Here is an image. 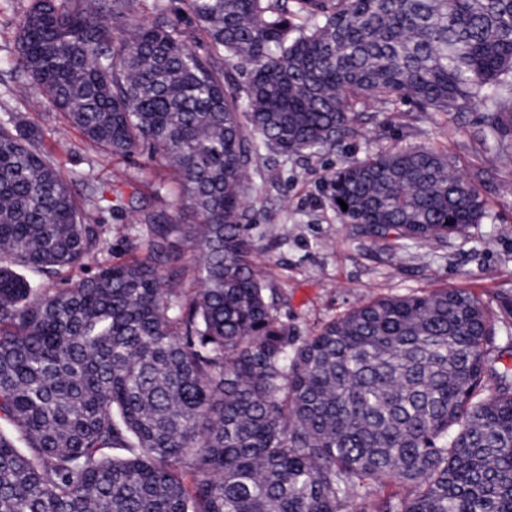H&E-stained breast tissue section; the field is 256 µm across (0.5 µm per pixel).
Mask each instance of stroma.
I'll use <instances>...</instances> for the list:
<instances>
[{
    "instance_id": "obj_1",
    "label": "stroma",
    "mask_w": 512,
    "mask_h": 512,
    "mask_svg": "<svg viewBox=\"0 0 512 512\" xmlns=\"http://www.w3.org/2000/svg\"><path fill=\"white\" fill-rule=\"evenodd\" d=\"M31 0H0V117L16 115L41 134L40 148L56 161L73 190L87 179L128 176L120 189L152 204H172L168 172L146 156L122 160L87 142L32 87L19 68L18 22ZM361 136L314 156L261 160L254 179L259 186L250 203L249 235L259 270L276 288L277 314L294 335L307 336L323 322L376 296L465 288L478 295L492 314L493 344L512 340V165L501 164L479 141L485 113L475 104L437 115L409 100L369 105ZM425 144L452 154L464 174L482 171L477 188L486 202L481 223L464 234L430 245L410 242L400 259L392 243L376 241L352 224L341 223L330 202L329 183L348 160L396 146ZM104 229V263L128 262L145 254L146 225L128 227L129 242L108 229L115 221L91 214Z\"/></svg>"
}]
</instances>
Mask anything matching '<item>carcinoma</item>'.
<instances>
[{
  "mask_svg": "<svg viewBox=\"0 0 512 512\" xmlns=\"http://www.w3.org/2000/svg\"><path fill=\"white\" fill-rule=\"evenodd\" d=\"M129 2L31 0L20 68L89 142L162 161L192 220L110 182L75 196L38 131L0 120V425L24 442L0 433V512H512V369L485 304L381 296L297 338L247 210L262 152L319 154L371 102L478 103L511 164L512 0H185L205 55L163 12L128 23ZM331 189L341 223L400 247L486 216L426 145L351 161ZM91 210L150 225L145 257L54 290L19 273L95 259Z\"/></svg>",
  "mask_w": 512,
  "mask_h": 512,
  "instance_id": "1",
  "label": "carcinoma"
}]
</instances>
